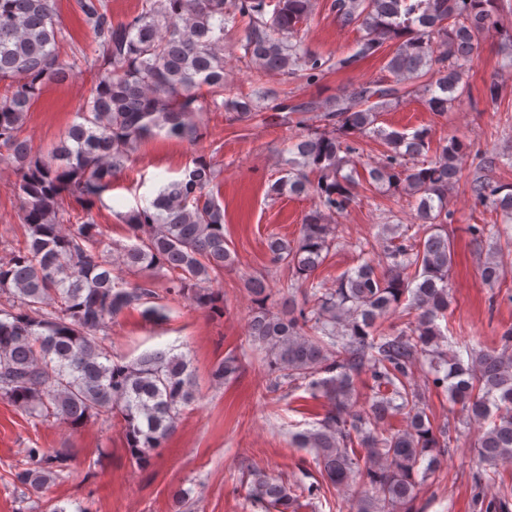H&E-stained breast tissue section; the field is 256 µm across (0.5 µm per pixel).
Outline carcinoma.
Returning a JSON list of instances; mask_svg holds the SVG:
<instances>
[{
    "label": "carcinoma",
    "instance_id": "carcinoma-1",
    "mask_svg": "<svg viewBox=\"0 0 512 512\" xmlns=\"http://www.w3.org/2000/svg\"><path fill=\"white\" fill-rule=\"evenodd\" d=\"M76 5L100 48L89 68L90 92L79 121L36 155L24 136L26 116L41 87L64 83L80 59H61L67 38L52 0H0V160L17 167L14 194L23 212L21 234L3 241L9 258L0 261V398L31 418L73 428L119 417L133 465L145 468L151 450L162 447L197 400L195 376L184 354L116 360L110 325L142 305L146 317H162L151 283L135 280L147 269L168 271L172 299L224 315V295L212 284L235 257L224 238V209L207 192L221 162L195 160L149 205L119 214L135 243L120 249L117 262L98 231L94 205L142 140L162 132L195 140L199 117L211 110L232 124L252 119L264 109L260 86L268 80L313 85L392 43L384 65L391 78L292 107L309 125L289 148L287 176L269 193L311 197L314 205L297 238L267 239L272 261L290 272L288 304L267 307L268 274L245 279L257 305L249 336L265 353L269 392L303 386L326 400L316 426L292 435L295 447L315 454L320 479L304 488L307 497L362 483L375 496L359 498L350 512H420V486L439 472L457 432L447 424L435 428L427 415L426 392L434 388L480 424L477 480L501 484L504 491L487 508L507 512L512 485L503 483L502 467L512 464V328L503 332L502 348H471L464 361L448 349L442 327L453 302L448 195L460 183L470 144L450 137L434 149L427 128L408 134L378 126L380 112L414 95L437 115L453 108L469 90L480 40L496 28L503 0H331L336 23L360 32L357 50L337 60L309 53L298 39L312 0H140L137 13L116 24L108 0ZM239 22L237 60L257 85L249 92L224 80V30ZM365 138L386 150L360 171L355 154ZM364 184L411 199L423 235L399 240L395 225H383L390 263L363 247L356 267L326 288L316 272L338 238L333 219ZM469 190L494 216L468 230L479 243L492 240L478 273L483 285L498 288L503 247L512 246V184L476 176ZM396 313L407 321L381 329ZM239 370L229 355L214 365L211 379L222 385ZM363 374L377 396L360 408L355 379ZM389 415L403 416L405 427L382 432ZM27 458L13 473L27 492L69 468V456L49 448H30ZM249 496L268 512H292L296 503L288 484L260 472L252 474Z\"/></svg>",
    "mask_w": 512,
    "mask_h": 512
}]
</instances>
